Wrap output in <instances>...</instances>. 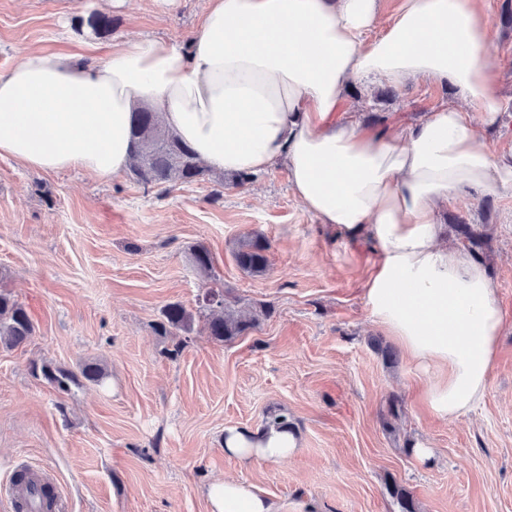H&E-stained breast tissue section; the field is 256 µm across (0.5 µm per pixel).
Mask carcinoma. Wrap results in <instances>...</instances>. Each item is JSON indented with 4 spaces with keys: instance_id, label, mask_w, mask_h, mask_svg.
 <instances>
[{
    "instance_id": "obj_1",
    "label": "carcinoma",
    "mask_w": 512,
    "mask_h": 512,
    "mask_svg": "<svg viewBox=\"0 0 512 512\" xmlns=\"http://www.w3.org/2000/svg\"><path fill=\"white\" fill-rule=\"evenodd\" d=\"M208 168L203 166L192 149L184 144L169 129L161 126L157 113L147 106L135 109V122L131 130V179L144 185L169 187L176 184L193 183L203 178ZM459 239L474 250L483 246V233L475 225L460 220L455 224ZM269 243L258 235L244 240L235 253L238 266L245 272L261 276L269 267ZM196 268L205 275L213 269V257L209 249L197 245L192 250ZM210 309L208 332L219 343L230 342L255 329L259 315L269 310L262 306L260 314L248 317L238 314L224 303V289L211 288L205 296ZM194 316L180 303H170L161 311L156 330L163 336H178L180 340L170 351L178 355L186 343V337L193 331ZM35 333L33 320L23 303L11 294L0 291V346L12 349L28 343ZM46 380L62 391L85 382L102 383L105 369L97 362L85 361L77 370L42 367ZM389 493L399 504L401 512H417V506L410 493L402 485L393 482Z\"/></svg>"
}]
</instances>
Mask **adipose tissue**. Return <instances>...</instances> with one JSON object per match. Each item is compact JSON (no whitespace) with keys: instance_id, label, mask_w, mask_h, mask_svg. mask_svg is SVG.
Masks as SVG:
<instances>
[{"instance_id":"obj_1","label":"adipose tissue","mask_w":512,"mask_h":512,"mask_svg":"<svg viewBox=\"0 0 512 512\" xmlns=\"http://www.w3.org/2000/svg\"><path fill=\"white\" fill-rule=\"evenodd\" d=\"M379 0H205L196 37L114 43L72 61L30 49L0 73V157L99 178L130 164L133 110L149 105L208 167H288L292 193L321 223L378 249L363 289L372 320L427 377L424 402L452 421L483 398L505 316L483 263L441 241L439 215L471 192L512 190V157L478 140L502 110L483 52L493 27L479 0H400L377 29ZM426 78L455 90L399 135L341 120L354 81ZM225 456L280 461L295 431L228 429ZM211 512H276L243 480L210 484Z\"/></svg>"}]
</instances>
